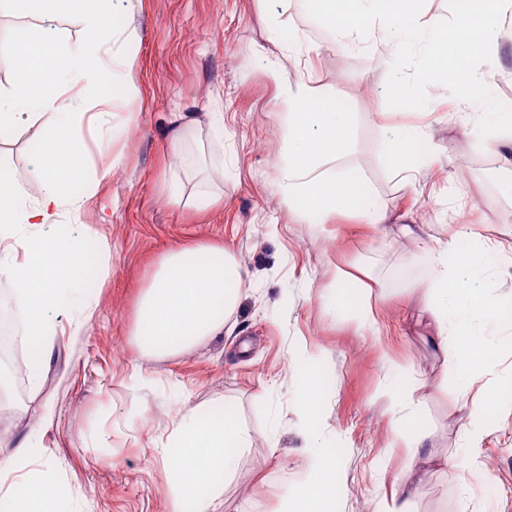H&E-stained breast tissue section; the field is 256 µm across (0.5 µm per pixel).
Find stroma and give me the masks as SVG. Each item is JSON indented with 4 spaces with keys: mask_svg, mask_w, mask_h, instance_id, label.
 <instances>
[{
    "mask_svg": "<svg viewBox=\"0 0 512 512\" xmlns=\"http://www.w3.org/2000/svg\"><path fill=\"white\" fill-rule=\"evenodd\" d=\"M112 26L133 27V72L116 67L105 90L112 118L87 137L89 168L123 157L80 221L110 244L105 283L71 281L75 294L99 297L82 328L56 319L57 353L41 387L55 406L52 424L35 401L0 408L8 442L36 437L32 465H49L62 512H168L169 488L155 453L182 407L227 414L248 437L224 480L218 512H292V488L309 471L308 424L300 401L309 381L323 398L317 427L339 461L334 512H374L411 466L428 470L413 512H512V334L489 322L475 339L497 345L483 375L464 387L444 364L434 332L426 236L460 238L478 250L475 266L449 263L448 275L493 298L512 297V164L491 158V136L465 130L445 82L417 86L418 107L403 108L423 44L407 53L398 28L337 35L306 0H112ZM43 30L68 42L88 36L83 20H51L0 11V38ZM482 69L494 106L512 113V27ZM138 94L124 96L126 80ZM299 83L337 98L352 114L350 153L327 160L328 173L362 177L383 224L356 213L309 217L281 187L293 164L288 144V87ZM193 119L182 153L171 150L175 113ZM423 128L430 153L410 189L383 160L401 127ZM0 168L30 182L27 136L0 143ZM220 195L199 211L195 197ZM206 241L234 254L243 288L221 334L191 349L144 356L132 338L138 297L166 251ZM353 273L336 284L337 268ZM364 290L376 329L358 332L348 298ZM412 390L410 435H429L427 458L391 424L382 386ZM484 428L478 451L468 434Z\"/></svg>",
    "mask_w": 512,
    "mask_h": 512,
    "instance_id": "35a3bbf8",
    "label": "stroma"
}]
</instances>
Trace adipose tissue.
Here are the masks:
<instances>
[{
	"instance_id": "ef3b65f1",
	"label": "adipose tissue",
	"mask_w": 512,
	"mask_h": 512,
	"mask_svg": "<svg viewBox=\"0 0 512 512\" xmlns=\"http://www.w3.org/2000/svg\"><path fill=\"white\" fill-rule=\"evenodd\" d=\"M315 13L336 32L348 30L355 18L406 28L409 41L423 42L426 53L421 73L452 77L467 73L458 85L462 93L457 116L462 125L479 123L496 131L512 129V113L486 106L471 113L474 87L486 84L480 69L484 55L495 51L505 24L512 23V0H453L454 30L414 24L416 0H312ZM0 5L18 14L48 17L69 13L81 17L93 34L92 40L68 44L48 33L18 40L0 41V56L9 58L19 73L7 92H0V133H22V121H41L40 146L34 162L37 196L26 184L0 176V277L16 292L15 310L24 322V338L36 344V367L32 388L40 390L53 349L56 314L69 311L91 319L97 308L90 298H75L68 288L73 275L83 269L87 251L70 234L46 236L43 226L56 225L63 206L81 211L110 175L102 168L86 178L76 162L84 149L81 136L87 120L108 123L101 91L110 71L101 48L120 42L126 68L137 57L134 32L114 31L104 0H0ZM79 82L83 93L67 94L70 82ZM289 144L298 161L283 191L301 194L303 212L311 214L361 212L368 223L385 219L372 208L361 179L350 172L329 177L319 165L328 158L346 154L352 145L350 115L316 89L298 85L288 95ZM425 133L406 128L384 147V160L397 174L411 177L422 155ZM81 183V194H73V183ZM432 274L427 288L436 301V332L431 338L444 362L458 366L467 381H474L477 368L485 365L491 349L468 341L470 321H491L512 328V308L503 307L484 291L449 279L448 261L475 262V252L459 251L456 243H436L427 250ZM242 279L238 265L226 250L200 242L165 252L158 260L149 284L139 296L133 334L138 348L147 355H167L195 346L220 334L224 317L238 302ZM455 297L456 310L446 301ZM246 435L230 417L202 416L197 410L184 412L169 441L160 450L169 475L171 493L168 512H217L224 493L223 479L237 462ZM31 444L16 445L8 465L0 467V502L7 512H58L56 499L46 491L47 475L31 470ZM335 454L314 458L308 476L292 491L296 512H331L330 491L336 488Z\"/></svg>"
}]
</instances>
